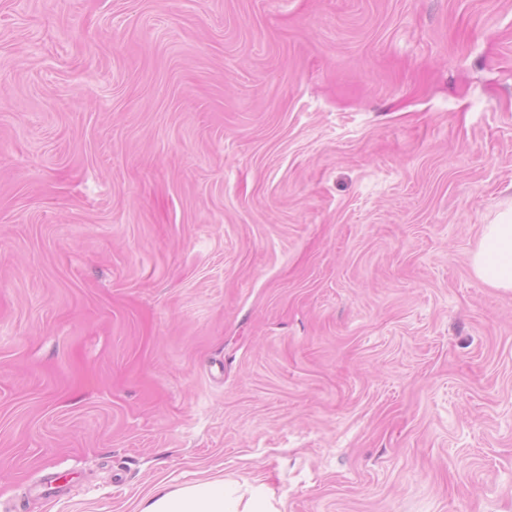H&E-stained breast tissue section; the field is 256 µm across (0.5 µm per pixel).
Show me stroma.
<instances>
[{
  "label": "stroma",
  "instance_id": "obj_1",
  "mask_svg": "<svg viewBox=\"0 0 512 512\" xmlns=\"http://www.w3.org/2000/svg\"><path fill=\"white\" fill-rule=\"evenodd\" d=\"M511 203L512 0H0V512H512ZM470 262L476 277L484 284L512 290V206L501 213L493 224L480 230L477 248ZM261 488L241 491L224 480H203L178 488L157 487L138 512H278Z\"/></svg>",
  "mask_w": 512,
  "mask_h": 512
}]
</instances>
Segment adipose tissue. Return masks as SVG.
Wrapping results in <instances>:
<instances>
[{
    "label": "adipose tissue",
    "mask_w": 512,
    "mask_h": 512,
    "mask_svg": "<svg viewBox=\"0 0 512 512\" xmlns=\"http://www.w3.org/2000/svg\"><path fill=\"white\" fill-rule=\"evenodd\" d=\"M476 277L484 284L512 290V206L492 224L482 225L470 257ZM138 512H277L259 488L241 490L221 480H203L178 488L157 487Z\"/></svg>",
    "instance_id": "1"
}]
</instances>
